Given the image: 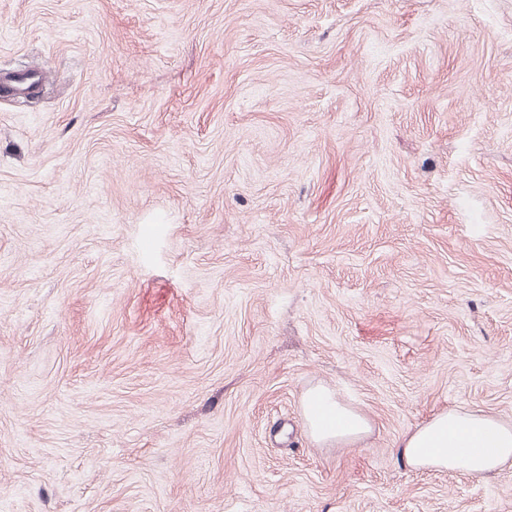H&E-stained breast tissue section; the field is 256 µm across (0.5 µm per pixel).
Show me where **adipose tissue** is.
Masks as SVG:
<instances>
[{"mask_svg": "<svg viewBox=\"0 0 512 512\" xmlns=\"http://www.w3.org/2000/svg\"><path fill=\"white\" fill-rule=\"evenodd\" d=\"M302 404L306 429L318 445H352L371 431L367 416L324 385L310 387ZM398 450L416 468L486 477L512 465V424L481 411L449 408L406 431Z\"/></svg>", "mask_w": 512, "mask_h": 512, "instance_id": "1", "label": "adipose tissue"}]
</instances>
